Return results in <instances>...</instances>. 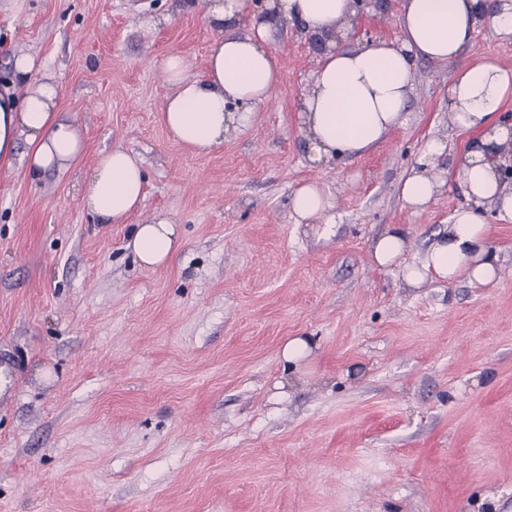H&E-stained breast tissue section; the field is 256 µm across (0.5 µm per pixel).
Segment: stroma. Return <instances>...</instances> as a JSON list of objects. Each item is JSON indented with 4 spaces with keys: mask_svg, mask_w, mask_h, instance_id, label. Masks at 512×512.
Returning a JSON list of instances; mask_svg holds the SVG:
<instances>
[{
    "mask_svg": "<svg viewBox=\"0 0 512 512\" xmlns=\"http://www.w3.org/2000/svg\"><path fill=\"white\" fill-rule=\"evenodd\" d=\"M271 99L207 154L162 123L164 58L205 66L201 0H0V79L35 59L81 162L32 177L0 163V512H512V224H493L495 284L414 290L374 267L387 225L418 258L466 204L425 212L396 188L432 137L455 169L471 142L448 116L464 65L512 69V36L479 28L445 65L418 61L405 125L361 157L315 164L296 103L320 56L277 17ZM143 160L141 211L101 224L81 191L98 155ZM316 182L334 233L295 222ZM164 211L184 245L148 268L128 242ZM309 339L295 363L284 344Z\"/></svg>",
    "mask_w": 512,
    "mask_h": 512,
    "instance_id": "1",
    "label": "stroma"
}]
</instances>
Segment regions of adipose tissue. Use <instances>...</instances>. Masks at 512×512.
Returning <instances> with one entry per match:
<instances>
[{"mask_svg":"<svg viewBox=\"0 0 512 512\" xmlns=\"http://www.w3.org/2000/svg\"><path fill=\"white\" fill-rule=\"evenodd\" d=\"M246 8L247 0H205L216 36L202 73H193L192 61L183 54L164 60L169 94L162 121L174 139L195 152H209L226 133L250 126L275 88L280 60L270 46L271 24L254 16L249 29H242ZM267 8L315 38L342 37L356 25L353 0H269ZM394 18L395 39L322 53L313 88L299 103L312 161L341 153L360 156L375 148L406 120L417 61L445 64L458 58L484 21L498 35L512 34V0H400ZM34 67L33 57H16L13 79L0 82V160L10 159L22 134L31 147L30 174L63 173L81 159L84 142L74 124L57 116L61 87L55 80L19 83V76ZM511 98L512 71L494 61L481 60L456 73L448 86L449 118L457 130L475 132L476 139L449 174L435 167L447 143L429 140L398 191L404 205L419 212L453 180L468 202L454 210L446 232L418 260L406 258V229L387 226L370 247L375 266L397 268L410 288L495 280L499 256L482 209L491 207L499 222L512 223V186L500 183L496 173L497 165L512 160L507 150L512 130L499 120ZM494 145L500 154H491ZM145 184L141 158L123 146L112 147L99 155L83 186V207L99 222L122 223L140 211ZM290 207L297 223L318 236L330 235L333 204L319 184L297 187ZM181 245L178 224L164 213L137 225L129 242L140 263L149 267L166 265Z\"/></svg>","mask_w":512,"mask_h":512,"instance_id":"adipose-tissue-1","label":"adipose tissue"}]
</instances>
